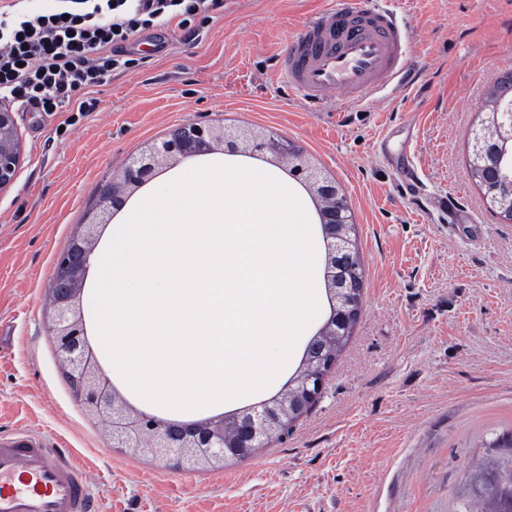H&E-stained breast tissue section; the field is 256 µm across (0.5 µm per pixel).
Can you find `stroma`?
Here are the masks:
<instances>
[{
    "label": "stroma",
    "instance_id": "1",
    "mask_svg": "<svg viewBox=\"0 0 512 512\" xmlns=\"http://www.w3.org/2000/svg\"><path fill=\"white\" fill-rule=\"evenodd\" d=\"M325 2L224 0L199 36L142 34L141 64L90 91L84 116L10 106L23 157L0 189V434L32 430L91 465L97 512H459L476 495L470 461L512 458V222L466 169L484 93L512 68V0H387L409 27L415 83L313 107L275 65ZM190 123L297 143L342 185L365 268L361 315L316 406L220 470L114 448L71 395L49 317L57 259L100 187ZM406 160L414 195L397 180Z\"/></svg>",
    "mask_w": 512,
    "mask_h": 512
}]
</instances>
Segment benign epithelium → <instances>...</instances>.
I'll list each match as a JSON object with an SVG mask.
<instances>
[{
    "mask_svg": "<svg viewBox=\"0 0 512 512\" xmlns=\"http://www.w3.org/2000/svg\"><path fill=\"white\" fill-rule=\"evenodd\" d=\"M490 121L469 134L472 163L485 167L488 156L512 146V100L490 106ZM221 151L265 159L305 175L306 186L321 201L320 225L324 241L323 279L329 314L305 349V359L289 384L274 396L226 416L203 420H162L134 410L114 389L89 344L81 297L90 269L89 258L112 218L141 186L160 171L186 158ZM21 143L13 113L0 107V188L9 185L21 161ZM358 251L350 208L343 189L312 164L294 142L263 129L189 124L154 140L132 155L125 167L103 185L83 224L68 241L50 288L53 340L75 400L92 416L112 427V442L154 458L169 459L185 469L222 468L242 448H266L280 435L288 413L298 414L322 393L335 357L325 340L349 334L359 316L361 286L345 281L339 267L357 260Z\"/></svg>",
    "mask_w": 512,
    "mask_h": 512,
    "instance_id": "benign-epithelium-1",
    "label": "benign epithelium"
}]
</instances>
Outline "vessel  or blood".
Returning a JSON list of instances; mask_svg holds the SVG:
<instances>
[{
  "mask_svg": "<svg viewBox=\"0 0 512 512\" xmlns=\"http://www.w3.org/2000/svg\"><path fill=\"white\" fill-rule=\"evenodd\" d=\"M276 70L309 105L369 101L390 83L411 82L407 30L378 0H328L279 54ZM94 475L38 434L0 436V512H93Z\"/></svg>",
  "mask_w": 512,
  "mask_h": 512,
  "instance_id": "1",
  "label": "vessel or blood"
}]
</instances>
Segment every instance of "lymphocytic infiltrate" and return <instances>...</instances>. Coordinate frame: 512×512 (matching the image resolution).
Wrapping results in <instances>:
<instances>
[{"instance_id":"f902f5d3","label":"lymphocytic infiltrate","mask_w":512,"mask_h":512,"mask_svg":"<svg viewBox=\"0 0 512 512\" xmlns=\"http://www.w3.org/2000/svg\"><path fill=\"white\" fill-rule=\"evenodd\" d=\"M50 13L0 10V96L53 112L89 111L83 96L136 61L141 33L223 7L224 0H59Z\"/></svg>"}]
</instances>
